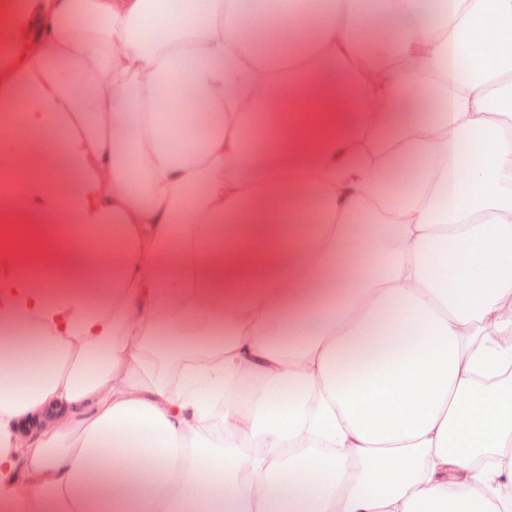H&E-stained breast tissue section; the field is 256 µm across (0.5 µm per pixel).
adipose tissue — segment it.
<instances>
[{"label": "adipose tissue", "instance_id": "ef3b65f1", "mask_svg": "<svg viewBox=\"0 0 512 512\" xmlns=\"http://www.w3.org/2000/svg\"><path fill=\"white\" fill-rule=\"evenodd\" d=\"M0 18V512H512V0Z\"/></svg>", "mask_w": 512, "mask_h": 512}]
</instances>
